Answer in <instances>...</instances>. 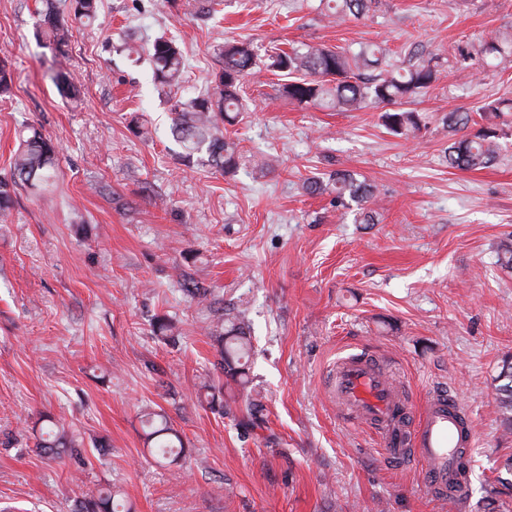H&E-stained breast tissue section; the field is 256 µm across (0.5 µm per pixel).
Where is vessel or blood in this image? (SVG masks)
Masks as SVG:
<instances>
[{
	"mask_svg": "<svg viewBox=\"0 0 512 512\" xmlns=\"http://www.w3.org/2000/svg\"><path fill=\"white\" fill-rule=\"evenodd\" d=\"M336 402L355 421L374 428L390 461L422 462L434 497L455 501L462 496L468 476L459 467V452L472 445L475 434L455 396L432 393L416 425H408L388 370L378 362L348 356L336 365Z\"/></svg>",
	"mask_w": 512,
	"mask_h": 512,
	"instance_id": "obj_1",
	"label": "vessel or blood"
}]
</instances>
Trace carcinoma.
<instances>
[{
  "instance_id": "carcinoma-1",
  "label": "carcinoma",
  "mask_w": 512,
  "mask_h": 512,
  "mask_svg": "<svg viewBox=\"0 0 512 512\" xmlns=\"http://www.w3.org/2000/svg\"><path fill=\"white\" fill-rule=\"evenodd\" d=\"M376 0H323L324 16L336 21L351 17L358 19L369 13ZM61 10L55 0H47L40 14V29L45 48L55 56L67 55L73 19L84 24L95 21L99 0H66ZM512 49V38H492L485 42V56L500 55ZM152 66L156 85L172 88L179 83L184 69V55L178 44L163 36L155 38L142 49ZM220 69L210 81L208 90L186 101H176L171 109L170 135L180 147L178 158L189 169L198 163L223 172L234 173L241 154L237 144L224 135L227 127L237 123L244 112L239 94L241 78L259 67L250 46L244 42H227L219 49ZM383 51L373 44H363L356 52L335 50L325 46L307 45L303 49L278 50L268 55L264 66L286 78L280 85L283 97L298 104L322 106L337 111L362 109L373 102L387 106L381 113L382 125L391 135L403 139L417 137L428 128L423 112L404 109L402 104L433 86L438 70L432 61H422L407 69L382 68ZM58 91L75 99L80 90L65 73L52 77ZM512 112V102L490 100L480 108V121L459 109L448 113L451 138L448 141V167L472 171L491 166L498 159L499 139L502 137L500 119ZM19 144L14 154L12 183L0 181V218L9 215L13 206L12 193L20 188L33 193L54 184L57 177V147L40 129L27 126L18 134ZM306 193L334 195L342 207L355 203L360 209L362 223H374L372 211L366 208L376 196V187L350 170H336L327 178L309 177L304 181ZM211 334L220 340L217 366L231 380H243L252 356L249 320L246 310L224 314ZM500 376L505 382L498 385V414L504 430L512 434V361H504ZM144 437L169 464H178L185 452L181 436L166 417L155 412L143 414ZM74 447L65 426L48 416L40 428L38 448L48 454H59ZM77 512H131L125 508L116 492L106 488L96 496L80 501Z\"/></svg>"
}]
</instances>
